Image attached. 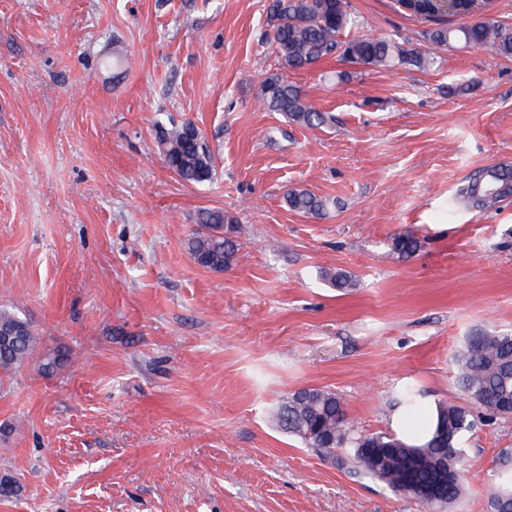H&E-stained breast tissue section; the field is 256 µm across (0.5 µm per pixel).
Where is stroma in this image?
Listing matches in <instances>:
<instances>
[{"mask_svg": "<svg viewBox=\"0 0 512 512\" xmlns=\"http://www.w3.org/2000/svg\"><path fill=\"white\" fill-rule=\"evenodd\" d=\"M269 0H0V307L42 353L0 374V512H430L281 432L279 405L330 389L366 433L395 386L465 403L464 336L512 330V203L449 213L473 171L512 164V60L463 45L428 70L333 54L288 78L318 127L264 111ZM359 35L428 46L394 0H350ZM192 121L214 156L188 185L157 147ZM304 187L316 219L288 209ZM246 234L197 265L201 210ZM415 235L407 260L393 238ZM350 273L343 291L319 276ZM484 512L512 421L466 443ZM285 201L291 210L314 218L324 216L328 208L326 199L317 196L306 188L289 190Z\"/></svg>", "mask_w": 512, "mask_h": 512, "instance_id": "35a3bbf8", "label": "stroma"}]
</instances>
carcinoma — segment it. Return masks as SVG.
<instances>
[{
	"instance_id": "1",
	"label": "carcinoma",
	"mask_w": 512,
	"mask_h": 512,
	"mask_svg": "<svg viewBox=\"0 0 512 512\" xmlns=\"http://www.w3.org/2000/svg\"><path fill=\"white\" fill-rule=\"evenodd\" d=\"M396 2L416 17L458 16L466 22L426 32L429 46L418 51L392 39H342L345 32L358 27L349 0H272L268 18L273 21L271 42L277 72L262 85L259 103L263 109L280 112L300 126L324 123V113L306 101L300 88L288 80V72L312 66L337 51L352 62L383 68L396 64L430 68L437 61V51L455 43L512 59V25L490 18L470 19L476 0ZM157 145L167 167L182 182L202 184L211 179L213 154L193 122L161 128ZM285 201L291 210L314 218L324 216L328 208L325 199L306 188L289 190ZM506 202H512V164L499 163L469 174L451 206L485 211ZM243 232L224 211L204 210L198 214L186 250L199 266L221 273L235 261ZM418 248L411 234L399 235L391 243V251L401 259L412 257ZM320 276L339 289L358 286L343 271L323 270ZM38 344L27 319L0 310V372L9 373L31 359ZM455 365L456 383L468 404L438 403L433 435L421 445L407 444L390 433L359 431L349 422L341 398L321 388L293 393L278 407L275 421L281 431L300 438L318 455L420 502L428 485L440 483L437 509L442 512L463 492L465 437L486 423L512 419V332L495 328L471 332L455 355ZM422 397L420 389L408 384L395 394V405L413 409ZM495 472L496 480L486 494V512H512V448L499 451Z\"/></svg>"
}]
</instances>
